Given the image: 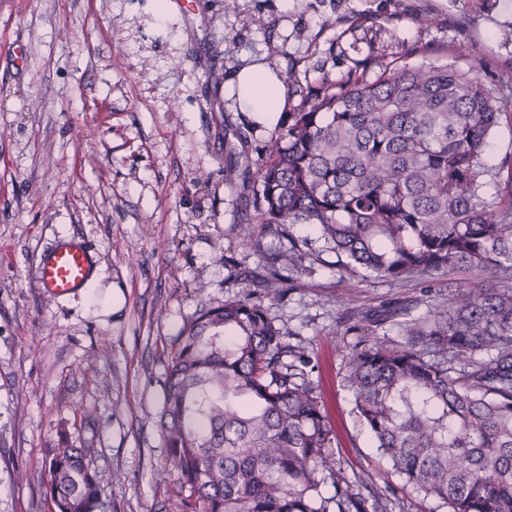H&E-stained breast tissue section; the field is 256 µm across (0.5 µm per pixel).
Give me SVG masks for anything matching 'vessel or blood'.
Returning a JSON list of instances; mask_svg holds the SVG:
<instances>
[{"label": "vessel or blood", "mask_w": 512, "mask_h": 512, "mask_svg": "<svg viewBox=\"0 0 512 512\" xmlns=\"http://www.w3.org/2000/svg\"><path fill=\"white\" fill-rule=\"evenodd\" d=\"M93 264V249L87 242L57 243L40 257L36 267L37 285L55 298L74 295L87 286Z\"/></svg>", "instance_id": "b4317fda"}]
</instances>
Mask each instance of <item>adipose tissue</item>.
<instances>
[{
    "instance_id": "obj_1",
    "label": "adipose tissue",
    "mask_w": 512,
    "mask_h": 512,
    "mask_svg": "<svg viewBox=\"0 0 512 512\" xmlns=\"http://www.w3.org/2000/svg\"><path fill=\"white\" fill-rule=\"evenodd\" d=\"M224 96L239 111L267 123L276 122L285 106L282 78L259 63L241 68L227 80Z\"/></svg>"
}]
</instances>
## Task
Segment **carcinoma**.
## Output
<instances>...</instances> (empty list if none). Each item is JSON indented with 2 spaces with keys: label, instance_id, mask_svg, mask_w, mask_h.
Wrapping results in <instances>:
<instances>
[{
  "label": "carcinoma",
  "instance_id": "obj_1",
  "mask_svg": "<svg viewBox=\"0 0 512 512\" xmlns=\"http://www.w3.org/2000/svg\"><path fill=\"white\" fill-rule=\"evenodd\" d=\"M512 114L478 69L383 67L282 112L270 161L242 183L264 263L246 291L200 309L180 330L160 387V433L184 512H387L337 467L334 430L265 299L319 254L291 234L314 225L352 275L419 282L480 278L406 327L365 336L346 382L357 417L405 484L448 512H512V171L501 183L484 150ZM269 245H264V241ZM95 449L53 450V512H96ZM332 479L334 495L320 492Z\"/></svg>",
  "mask_w": 512,
  "mask_h": 512
}]
</instances>
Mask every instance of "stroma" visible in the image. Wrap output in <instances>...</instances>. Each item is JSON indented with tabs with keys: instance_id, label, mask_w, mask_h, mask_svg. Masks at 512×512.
Instances as JSON below:
<instances>
[{
	"instance_id": "1",
	"label": "stroma",
	"mask_w": 512,
	"mask_h": 512,
	"mask_svg": "<svg viewBox=\"0 0 512 512\" xmlns=\"http://www.w3.org/2000/svg\"><path fill=\"white\" fill-rule=\"evenodd\" d=\"M255 58L282 77L290 112L323 80L424 62L477 66L512 113V0H169L164 17L156 0H0V512H51L45 465L66 443L95 450L100 512H183L162 475L159 380L184 323L241 294L263 260L242 179L224 176L226 131L244 132L234 147L254 162L276 135L224 97ZM71 237L94 249L95 275L57 299L35 269ZM295 278L265 304L311 358L345 473L398 512H448L375 447L345 374L362 316L404 341L408 320L472 275L365 278L326 251Z\"/></svg>"
}]
</instances>
